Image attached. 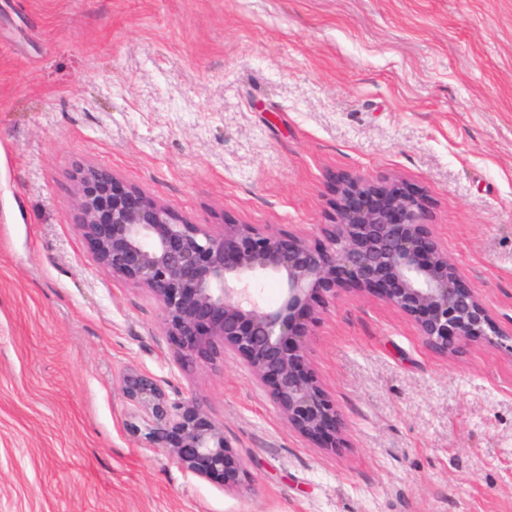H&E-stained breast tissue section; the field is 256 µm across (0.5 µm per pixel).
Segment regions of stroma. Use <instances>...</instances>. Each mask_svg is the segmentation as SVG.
I'll return each mask as SVG.
<instances>
[{
    "label": "stroma",
    "mask_w": 512,
    "mask_h": 512,
    "mask_svg": "<svg viewBox=\"0 0 512 512\" xmlns=\"http://www.w3.org/2000/svg\"><path fill=\"white\" fill-rule=\"evenodd\" d=\"M88 164L197 224L313 238L335 176L401 178L512 330V0H0V512H512L507 342L447 355L337 289L306 355L345 445L316 447L238 359L179 370L75 230ZM129 367L200 390L238 488L132 432Z\"/></svg>",
    "instance_id": "1"
}]
</instances>
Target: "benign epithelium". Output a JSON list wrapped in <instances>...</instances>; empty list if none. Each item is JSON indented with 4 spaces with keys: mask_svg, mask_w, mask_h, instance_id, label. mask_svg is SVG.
I'll use <instances>...</instances> for the list:
<instances>
[{
    "mask_svg": "<svg viewBox=\"0 0 512 512\" xmlns=\"http://www.w3.org/2000/svg\"><path fill=\"white\" fill-rule=\"evenodd\" d=\"M334 220L322 238L253 224H196L112 172L84 166L75 177V229L108 275L148 293L185 373L239 358L288 424L319 448L342 440L336 407L305 357L308 324L325 294L348 287L411 317L427 343L453 353L494 335L475 290L439 246L425 195L403 180L342 174L330 187ZM280 277L276 308L262 305L258 281ZM130 426L185 469L226 489L241 484V458L223 425L193 390L169 396L150 375L124 371Z\"/></svg>",
    "mask_w": 512,
    "mask_h": 512,
    "instance_id": "obj_1",
    "label": "benign epithelium"
}]
</instances>
